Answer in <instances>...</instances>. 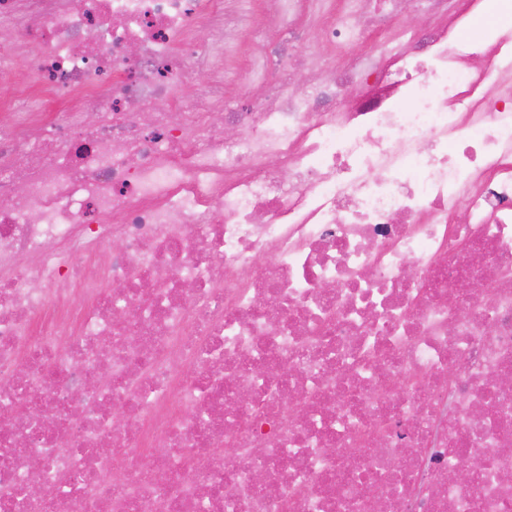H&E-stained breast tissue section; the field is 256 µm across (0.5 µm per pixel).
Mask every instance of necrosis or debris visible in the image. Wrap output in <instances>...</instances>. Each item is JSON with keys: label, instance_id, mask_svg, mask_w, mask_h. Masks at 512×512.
I'll return each mask as SVG.
<instances>
[{"label": "necrosis or debris", "instance_id": "4bbe7bcc", "mask_svg": "<svg viewBox=\"0 0 512 512\" xmlns=\"http://www.w3.org/2000/svg\"><path fill=\"white\" fill-rule=\"evenodd\" d=\"M240 2L0 0V512H512V29Z\"/></svg>", "mask_w": 512, "mask_h": 512}]
</instances>
